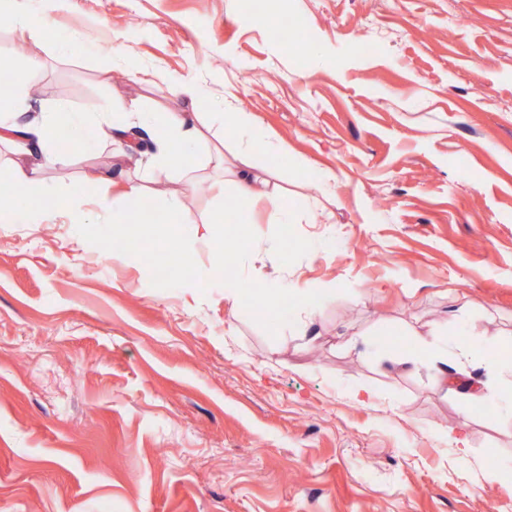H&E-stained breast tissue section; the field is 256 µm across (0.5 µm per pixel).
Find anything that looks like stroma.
Returning a JSON list of instances; mask_svg holds the SVG:
<instances>
[{
    "label": "stroma",
    "mask_w": 512,
    "mask_h": 512,
    "mask_svg": "<svg viewBox=\"0 0 512 512\" xmlns=\"http://www.w3.org/2000/svg\"><path fill=\"white\" fill-rule=\"evenodd\" d=\"M30 57L32 113H254L288 147L256 158L295 237L236 198L234 131L200 123L197 167L158 178L152 147L113 167L125 113L80 128L27 223H0V512H512V0H0V113ZM130 183L136 254L105 222ZM174 198L180 267L159 253ZM222 212L233 310L197 233ZM272 283L318 301L255 320Z\"/></svg>",
    "instance_id": "1"
}]
</instances>
